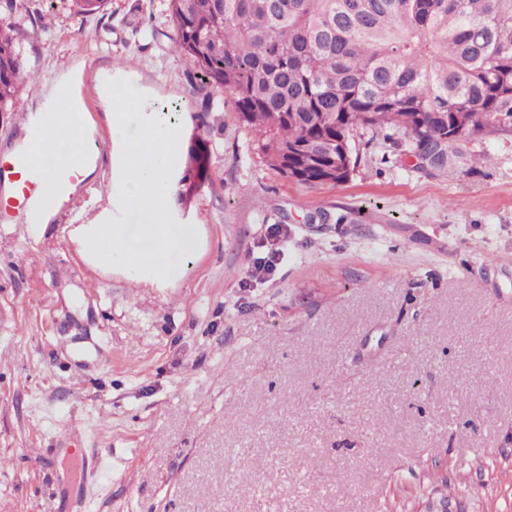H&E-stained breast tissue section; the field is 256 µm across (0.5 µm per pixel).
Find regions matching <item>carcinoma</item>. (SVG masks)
I'll list each match as a JSON object with an SVG mask.
<instances>
[{
    "label": "carcinoma",
    "mask_w": 512,
    "mask_h": 512,
    "mask_svg": "<svg viewBox=\"0 0 512 512\" xmlns=\"http://www.w3.org/2000/svg\"><path fill=\"white\" fill-rule=\"evenodd\" d=\"M172 49L232 97L268 166L309 187L346 181L353 134L397 128L430 170L469 136L512 130V0H168ZM0 28V112L24 82ZM206 178L202 138L189 147Z\"/></svg>",
    "instance_id": "obj_1"
}]
</instances>
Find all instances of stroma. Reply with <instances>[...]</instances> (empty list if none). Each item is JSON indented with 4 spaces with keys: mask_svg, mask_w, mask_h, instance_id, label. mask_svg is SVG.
Returning a JSON list of instances; mask_svg holds the SVG:
<instances>
[{
    "mask_svg": "<svg viewBox=\"0 0 512 512\" xmlns=\"http://www.w3.org/2000/svg\"><path fill=\"white\" fill-rule=\"evenodd\" d=\"M0 26L27 75L0 159L60 86L88 158L47 220L0 216V512H512V131L435 172L403 133L365 131L348 180L309 188L269 168L230 96L203 95L166 0H0ZM117 78L142 118L176 108L166 221L194 245L167 281L77 240L136 222L112 161L142 118L118 124ZM272 224L284 257L257 279Z\"/></svg>",
    "mask_w": 512,
    "mask_h": 512,
    "instance_id": "obj_1",
    "label": "stroma"
}]
</instances>
